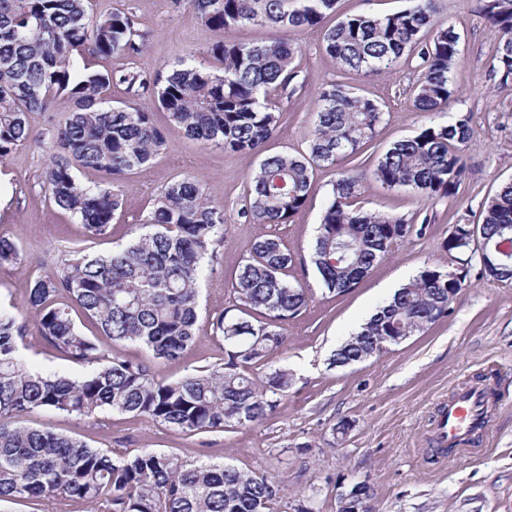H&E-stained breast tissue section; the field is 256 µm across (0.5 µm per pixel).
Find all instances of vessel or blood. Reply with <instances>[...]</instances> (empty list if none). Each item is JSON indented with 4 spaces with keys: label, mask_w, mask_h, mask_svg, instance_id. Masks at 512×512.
Wrapping results in <instances>:
<instances>
[{
    "label": "vessel or blood",
    "mask_w": 512,
    "mask_h": 512,
    "mask_svg": "<svg viewBox=\"0 0 512 512\" xmlns=\"http://www.w3.org/2000/svg\"><path fill=\"white\" fill-rule=\"evenodd\" d=\"M486 392L470 387L459 392L437 413L433 421L434 440L439 447L462 452L479 441L488 428Z\"/></svg>",
    "instance_id": "vessel-or-blood-1"
}]
</instances>
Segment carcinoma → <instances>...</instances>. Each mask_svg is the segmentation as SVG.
<instances>
[{"label":"carcinoma","mask_w":512,"mask_h":512,"mask_svg":"<svg viewBox=\"0 0 512 512\" xmlns=\"http://www.w3.org/2000/svg\"><path fill=\"white\" fill-rule=\"evenodd\" d=\"M338 0H185L209 26L226 31L251 25L274 31L314 29L336 11ZM437 0H416L382 17L346 14L323 30V48L344 70L391 74L411 55L421 60L414 98L419 112L447 110L460 36L437 20ZM484 17L498 31L491 72L512 83V0H484ZM144 35L132 13L114 8L92 21L88 0H0V159L32 135L30 117L58 97L73 103L47 135L54 151L44 184L50 199L83 224L91 238L111 231L122 195L110 185H84L80 169L121 180L147 164L166 133L139 100L151 94L172 128L205 146L262 151L280 121L279 100L295 78L297 44L283 37L259 43H216L213 70L185 57L164 76L119 69L95 70L92 59L138 56ZM131 99L103 106L112 83ZM379 105L332 83L317 92L316 122L307 151L265 156L251 178L243 215L262 224H285L304 207L317 167L348 166L332 185L311 260L324 289L341 295L355 287L392 246L413 228L401 218L368 213L359 205L366 172L356 163L363 145L383 121ZM472 135L471 113L430 122L394 142L372 177L393 190L408 188L429 198H451L466 163L462 147ZM146 232L108 254L66 251L59 272L38 278L27 303L35 332L72 361L91 367L80 378L44 374L25 365L19 343L26 324L0 309V504L46 499L85 506L88 512H270L280 480L224 463H188L147 449L134 453L94 448L50 428L20 419L52 409L92 417L112 410L149 419L184 433L228 431L262 421L274 407L267 394L288 389V373L275 371L259 384L246 374L284 341L282 324L307 309L309 293L283 278L292 255L275 236L255 241L233 285L234 315L212 321L224 341V362L159 380L141 362L112 352L137 343L154 357L178 360L196 343L199 282L224 235V208L190 180L167 185L144 216ZM502 248L483 276L512 281V183L488 201L482 220L458 219L442 242L448 253ZM22 261L19 246L0 236V265ZM468 271L426 264L379 306L332 354L348 366L371 358L375 346L396 336L428 330L453 311L455 289ZM91 319L100 336H87L73 313Z\"/></svg>","instance_id":"cac0c4a2"}]
</instances>
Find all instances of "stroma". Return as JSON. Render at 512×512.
<instances>
[{"instance_id": "obj_1", "label": "stroma", "mask_w": 512, "mask_h": 512, "mask_svg": "<svg viewBox=\"0 0 512 512\" xmlns=\"http://www.w3.org/2000/svg\"><path fill=\"white\" fill-rule=\"evenodd\" d=\"M482 0H439L438 19L461 35V62L448 114L470 113L473 135L465 146L466 175L453 199H430L413 190L390 191L370 180L364 185V210L426 223L425 234L394 244L355 288L345 294L324 292L310 262L312 243L328 203L337 166L317 168L305 207L287 223L261 224L243 217L251 173L261 156L207 147L169 131L168 117L154 119L168 130L165 146L117 187L124 205L104 237L88 238L83 225L50 200L44 173L52 161L45 129L52 116L71 108L57 99L50 111L32 114L33 138L0 160V235L20 247L23 262L0 266V306L30 317L27 289L35 278L59 268L64 250L85 247L108 253L141 232L140 220L153 207L158 191L189 178L224 208V237L216 247L211 272L201 285L200 317L194 348L182 359L155 358L139 344L114 351L143 362L159 379L182 376L224 357V343L210 327L231 306L232 285L259 238H281L293 256L284 277L309 288L313 300L300 316L282 326L284 344L253 366L255 377L281 369L290 384L277 394L276 406L259 423L233 431L182 433L145 417L116 411L97 418L66 416L46 409L24 418L27 426L50 427L115 451L149 448L191 462L227 463L281 480L283 491L271 512H338L339 497L359 483L372 492V512H512V283L481 277L471 267L452 313L428 331L406 339L366 361L331 365L336 347L369 315L428 263L459 269L457 255L443 252L457 218L479 220L487 198L512 181V87L499 88L489 75L497 35L481 12ZM131 12L142 52L130 62L136 70L166 71L184 56L211 66L212 46L221 40L255 42L271 30L240 26L219 32L205 24L184 0H90L89 14L112 8ZM300 46L294 60L295 93L282 99V117L266 149L305 151L316 120L315 94L340 83L375 100L384 113L374 139L359 160L372 171L396 140L413 136L426 117L413 106L419 80L416 61L379 77L338 68L322 46L318 29L289 32ZM26 363L50 374L83 376L86 366L53 351L35 334L25 336ZM468 384L487 385L498 401L484 450L477 456L436 461L426 441L439 404Z\"/></svg>"}]
</instances>
